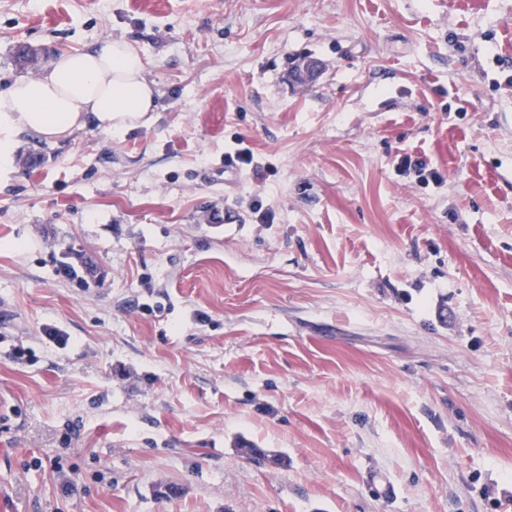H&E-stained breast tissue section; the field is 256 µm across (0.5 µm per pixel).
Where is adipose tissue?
I'll use <instances>...</instances> for the list:
<instances>
[{
    "label": "adipose tissue",
    "mask_w": 512,
    "mask_h": 512,
    "mask_svg": "<svg viewBox=\"0 0 512 512\" xmlns=\"http://www.w3.org/2000/svg\"><path fill=\"white\" fill-rule=\"evenodd\" d=\"M155 106L145 64L127 41L56 57L40 76L0 90V165L10 161L18 134L54 142L88 126L122 132L146 125Z\"/></svg>",
    "instance_id": "1"
}]
</instances>
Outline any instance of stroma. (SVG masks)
<instances>
[{
  "label": "stroma",
  "instance_id": "stroma-1",
  "mask_svg": "<svg viewBox=\"0 0 512 512\" xmlns=\"http://www.w3.org/2000/svg\"><path fill=\"white\" fill-rule=\"evenodd\" d=\"M107 38L149 124L0 166L15 512H512V0H0V90ZM322 65L313 58H303L290 71V79L295 82H312L321 73ZM63 259V260H62ZM57 275L75 282L77 288H89V280L101 281V274L77 252L67 251L57 265Z\"/></svg>",
  "mask_w": 512,
  "mask_h": 512
}]
</instances>
